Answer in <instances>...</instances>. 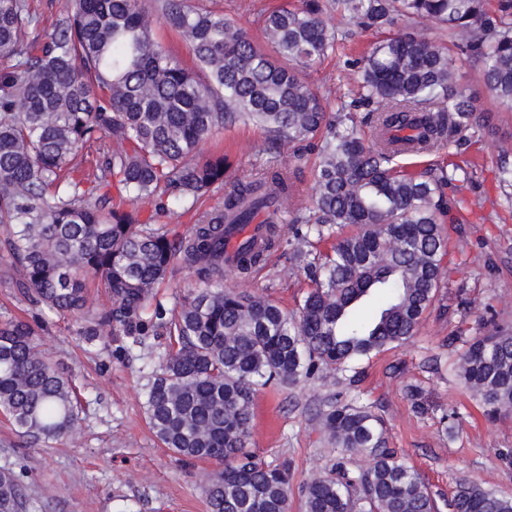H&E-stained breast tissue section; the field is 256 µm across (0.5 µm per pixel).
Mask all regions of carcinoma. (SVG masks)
Segmentation results:
<instances>
[{
  "label": "carcinoma",
  "mask_w": 512,
  "mask_h": 512,
  "mask_svg": "<svg viewBox=\"0 0 512 512\" xmlns=\"http://www.w3.org/2000/svg\"><path fill=\"white\" fill-rule=\"evenodd\" d=\"M51 34L24 38L40 19L28 0H0V275L50 312L81 321L95 342L117 323L146 331L155 288L181 262L205 287L157 307L152 326L175 347L147 384L146 416L182 461H215L205 488L210 512H288V464L249 451L253 401L262 386L296 385L324 371L360 375L359 365L408 342L435 302L447 255L446 229L460 231L456 172L410 174L403 156L428 154L486 125L462 67L512 111V0H301L262 12L266 53L222 11L191 0H69ZM340 15L385 32L435 20L448 44L397 32L354 61L360 102L376 142L365 143L352 113L332 111L307 70L336 49ZM178 32L194 67L157 41L155 25ZM239 120L266 129L272 144L316 143L312 212L291 211L293 245L309 291L294 312L264 296L223 286L228 269L248 275L281 246L284 204L300 195L296 172L273 160L238 181L224 204L191 230L142 217L189 212L232 163L201 157L214 131ZM106 138L93 179L75 175L88 143ZM266 237L240 242L224 264V235L261 214ZM102 287L112 307L97 308ZM458 375L496 418L512 411V330L474 338ZM72 379L40 349L27 322L0 318V412L31 445L65 437L78 420ZM329 442L369 458L365 469L339 461L302 488L303 512H439L419 473L388 447L373 406L337 396L321 413ZM452 512H512V496L457 487ZM0 512H25L18 476L0 469Z\"/></svg>",
  "instance_id": "cac0c4a2"
}]
</instances>
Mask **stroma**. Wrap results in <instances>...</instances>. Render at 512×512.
Wrapping results in <instances>:
<instances>
[{"label": "stroma", "instance_id": "35a3bbf8", "mask_svg": "<svg viewBox=\"0 0 512 512\" xmlns=\"http://www.w3.org/2000/svg\"><path fill=\"white\" fill-rule=\"evenodd\" d=\"M193 2L224 11L260 42L259 10L282 0ZM380 39L372 31H354L311 69L310 81L330 106L357 89L359 75L346 59ZM476 96L478 106L493 113L489 125L451 151L401 161L417 172L451 157L472 177L462 191L470 223L464 235L450 239L447 273L416 335L373 357L356 382L330 371L294 388H264L255 397L250 449L266 463H289L290 512H301L302 485L342 456L327 443L319 417L320 407L341 392L374 406L390 447L417 469L437 503L464 482L512 495V413L485 417L457 371L466 341L483 334L484 320L512 326V203L498 179L502 151L512 152V112L496 108L485 89ZM268 146L263 128L240 120L216 132L203 151L227 154L236 177L245 179L272 157ZM279 233L283 245L268 264L247 277L226 273L224 284L292 310L306 291V278L288 244L289 224H280ZM0 313L40 321L42 349L73 378L82 404L72 433L38 447L0 415V467L20 475L27 512H209L203 487L215 462L178 461L146 419V385L168 351V336L151 331L138 339L116 331L86 343L76 317L40 313L1 279ZM411 386L422 391V409L406 395Z\"/></svg>", "mask_w": 512, "mask_h": 512}]
</instances>
